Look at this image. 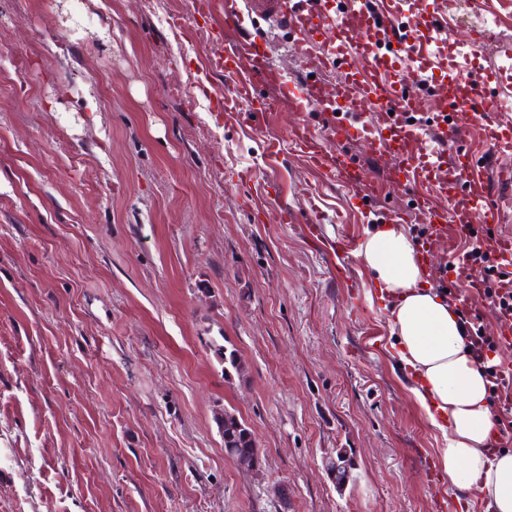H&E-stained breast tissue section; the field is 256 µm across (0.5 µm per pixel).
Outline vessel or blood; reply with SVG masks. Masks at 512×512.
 Masks as SVG:
<instances>
[{
  "label": "vessel or blood",
  "instance_id": "vessel-or-blood-1",
  "mask_svg": "<svg viewBox=\"0 0 512 512\" xmlns=\"http://www.w3.org/2000/svg\"><path fill=\"white\" fill-rule=\"evenodd\" d=\"M293 4L294 0H224V24L240 30L246 18L253 15L273 21L287 20L297 28L295 50L300 56L308 58L311 69L321 70L330 66L336 60L334 50L317 52L309 33L316 28L323 31L335 29L336 17L330 16L324 9L314 14H300L294 10ZM215 64L223 69L226 76L234 79L237 95L246 105V119L259 120L264 113L286 102L301 115L309 112L325 114L330 125L328 134H320L307 123L301 122L291 131V146L306 157L313 167L336 177L357 199L384 196V184L363 181L359 170L345 155L326 148L328 136L343 133L342 127L336 126L331 111L338 97L347 99L357 110L371 102L385 112L412 110L418 98L416 75L405 74L396 89L377 83L358 88L340 87L336 89L334 97L329 98L323 94L320 85L297 87L287 82L284 74L269 63L262 46L254 39H243L225 48L223 55L216 58ZM464 108L469 123L477 125L493 122L499 112L496 98L482 92L471 97ZM415 202L422 223L431 227L430 234L419 244L418 255L421 259L430 258L438 243L448 237L462 238L470 234V225L461 220L467 208V198L449 197L447 205L442 207L423 195L416 196ZM425 470L435 493L436 512H449L452 503L443 490V482L438 477L434 463L426 462Z\"/></svg>",
  "mask_w": 512,
  "mask_h": 512
}]
</instances>
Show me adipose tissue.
<instances>
[{"instance_id":"adipose-tissue-1","label":"adipose tissue","mask_w":512,"mask_h":512,"mask_svg":"<svg viewBox=\"0 0 512 512\" xmlns=\"http://www.w3.org/2000/svg\"><path fill=\"white\" fill-rule=\"evenodd\" d=\"M358 255L388 298L394 354L412 372V393L445 441L440 461L451 486L512 512V453L485 451L494 427L484 370L471 357L458 314L425 282L416 247L401 225L377 224Z\"/></svg>"}]
</instances>
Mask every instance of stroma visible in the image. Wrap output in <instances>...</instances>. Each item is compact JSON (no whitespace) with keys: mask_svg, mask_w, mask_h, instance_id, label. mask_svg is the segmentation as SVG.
Listing matches in <instances>:
<instances>
[{"mask_svg":"<svg viewBox=\"0 0 512 512\" xmlns=\"http://www.w3.org/2000/svg\"><path fill=\"white\" fill-rule=\"evenodd\" d=\"M208 2L80 0L74 34L50 0H0V512H434L422 467L441 438L391 354L372 269L328 244L398 212L420 241L414 194L442 201L467 167L485 183L472 215L500 195L512 157L460 112L431 117L476 88L512 102V0H378L397 46L383 26L350 28L383 53L386 85L426 79V133L406 146L425 178L371 202L290 149L299 120L324 130L320 113L284 105L252 128L225 111L224 0ZM247 31L295 85L369 73L356 58L310 72L286 24ZM448 125L469 131L451 141ZM286 207L319 213L318 240ZM226 410L260 470L225 456ZM340 448L354 459L341 488Z\"/></svg>","mask_w":512,"mask_h":512,"instance_id":"1","label":"stroma"}]
</instances>
